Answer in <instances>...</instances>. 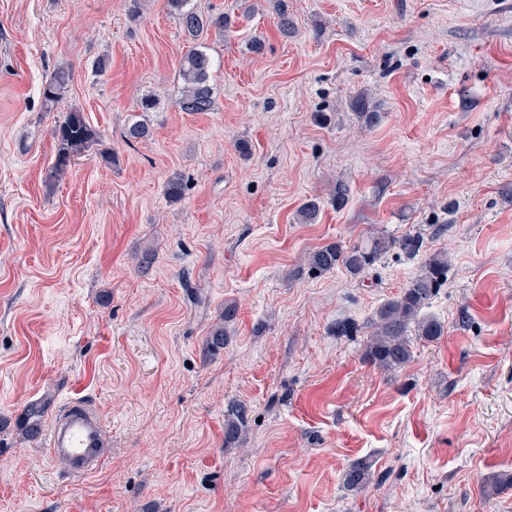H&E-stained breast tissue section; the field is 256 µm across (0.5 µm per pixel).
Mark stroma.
I'll list each match as a JSON object with an SVG mask.
<instances>
[{"label": "stroma", "mask_w": 512, "mask_h": 512, "mask_svg": "<svg viewBox=\"0 0 512 512\" xmlns=\"http://www.w3.org/2000/svg\"><path fill=\"white\" fill-rule=\"evenodd\" d=\"M286 3L285 37L273 0H193L231 25L203 38L216 107L187 113L192 44L164 0L136 22L128 0H0V512H512V0ZM61 66L69 88L45 102ZM72 108L101 140L54 179ZM139 118L151 136L126 143ZM381 235L397 244L360 277L306 263ZM440 253L423 313L442 336L376 368L378 309ZM70 398L108 443L82 478L16 430L28 404L48 401V426ZM364 462L369 484L347 488ZM71 81V71L68 68H58L43 85V97L46 102L56 103L63 98ZM246 413L241 405L232 404L224 414V443L225 445L234 444L245 426Z\"/></svg>", "instance_id": "35a3bbf8"}]
</instances>
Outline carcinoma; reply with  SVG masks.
<instances>
[{
  "mask_svg": "<svg viewBox=\"0 0 512 512\" xmlns=\"http://www.w3.org/2000/svg\"><path fill=\"white\" fill-rule=\"evenodd\" d=\"M169 14L174 17L189 40L196 42L209 31L222 32L228 26V18L220 15H202L189 7L190 0H165ZM276 25L280 34L286 36L294 28L288 6L277 4ZM213 60L203 46H195L184 56L180 68L183 82L181 96L176 106L182 112H210L215 105V87L212 83ZM71 81V71L59 68L43 85V97L49 103L63 98ZM351 107L362 125L371 127L378 122L379 113L370 110L368 97L359 93L351 99ZM56 142V159L53 174H64L74 157L88 151L101 139L100 133L91 127L78 109L70 110L52 132ZM150 135V128L142 120L130 122L123 131L125 140L139 141ZM393 245L386 237H376L365 244L344 247L339 243L320 247L308 256V265L316 273H327L342 266L351 275L358 276L376 262ZM448 278V257L431 256L423 271L412 280L395 299L385 303L376 314L374 330L367 345V357L374 365L389 369L406 364L411 359L407 332L414 329L415 335L432 341L443 334L441 323L421 315ZM226 336L224 325L214 326L206 340V349L216 353L224 348ZM46 405L41 402L26 406L18 418V428L31 442L36 441L42 431V420ZM244 407L232 404L224 415V445L234 444L245 426ZM368 481V466L352 465L345 474L346 485L361 489Z\"/></svg>",
  "mask_w": 512,
  "mask_h": 512,
  "instance_id": "obj_1",
  "label": "carcinoma"
}]
</instances>
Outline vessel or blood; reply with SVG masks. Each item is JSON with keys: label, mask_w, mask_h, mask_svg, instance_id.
<instances>
[{"label": "vessel or blood", "mask_w": 512, "mask_h": 512, "mask_svg": "<svg viewBox=\"0 0 512 512\" xmlns=\"http://www.w3.org/2000/svg\"><path fill=\"white\" fill-rule=\"evenodd\" d=\"M105 436L101 417L82 403H69L46 439L48 453L65 460L73 476L87 474L101 463Z\"/></svg>", "instance_id": "vessel-or-blood-1"}]
</instances>
